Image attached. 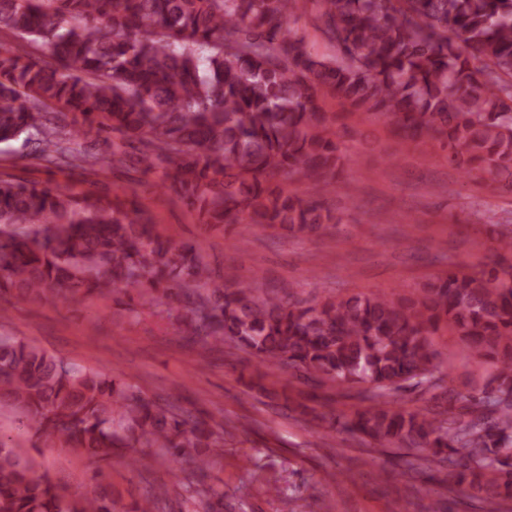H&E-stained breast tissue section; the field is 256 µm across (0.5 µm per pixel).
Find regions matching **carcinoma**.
I'll list each match as a JSON object with an SVG mask.
<instances>
[{
  "label": "carcinoma",
  "instance_id": "cac0c4a2",
  "mask_svg": "<svg viewBox=\"0 0 512 512\" xmlns=\"http://www.w3.org/2000/svg\"><path fill=\"white\" fill-rule=\"evenodd\" d=\"M310 6L332 52H309L291 26ZM0 144L35 142L49 161L92 170L84 141L117 133L112 163L139 161L164 176L202 223L260 224L314 235L339 223L320 197L345 158L322 111L331 96L390 121L403 138L439 141L448 160L512 190V0H0ZM39 43L46 57L34 59ZM299 174L314 197L273 185ZM497 261L450 270L409 295H327L292 301L256 280L217 273L193 241L171 246L133 199L77 198L0 177V299L157 293L178 324L318 386L369 384L340 430L410 451L407 472L438 461L448 491L504 512L512 502V224H492ZM460 338L494 367L488 388L458 392L438 366L433 336ZM405 388L434 409L406 410ZM0 412L58 436L95 463L117 448L147 469L149 448L182 464L178 488L195 512H215L202 448L230 430L104 372L0 336ZM160 486L134 512H165ZM0 512H114L100 494L70 501L33 456L0 438Z\"/></svg>",
  "mask_w": 512,
  "mask_h": 512
}]
</instances>
